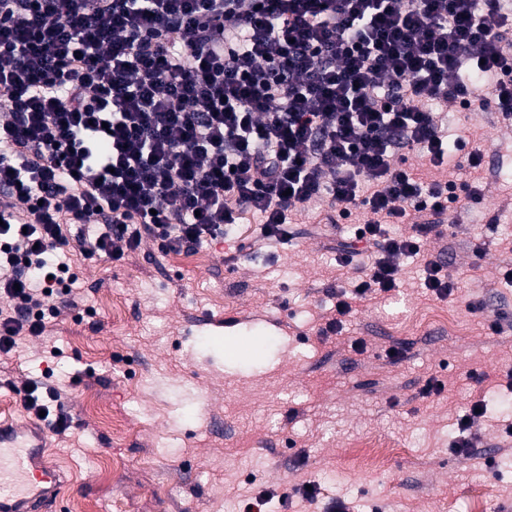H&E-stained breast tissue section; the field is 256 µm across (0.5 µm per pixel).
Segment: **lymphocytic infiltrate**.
Wrapping results in <instances>:
<instances>
[{"mask_svg": "<svg viewBox=\"0 0 512 512\" xmlns=\"http://www.w3.org/2000/svg\"><path fill=\"white\" fill-rule=\"evenodd\" d=\"M447 106L512 122V0H0V354L44 334L59 253L188 251L251 217L284 245L327 209L353 223L338 266L370 256L341 333L480 199L448 170ZM23 405L71 426L55 387Z\"/></svg>", "mask_w": 512, "mask_h": 512, "instance_id": "f902f5d3", "label": "lymphocytic infiltrate"}]
</instances>
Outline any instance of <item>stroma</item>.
<instances>
[{
    "label": "stroma",
    "instance_id": "obj_1",
    "mask_svg": "<svg viewBox=\"0 0 512 512\" xmlns=\"http://www.w3.org/2000/svg\"><path fill=\"white\" fill-rule=\"evenodd\" d=\"M486 145L482 198L449 244L428 239L401 261L392 298L358 304L342 334L335 317L340 272L330 238L294 228L290 246L265 242L224 261L234 241L163 253L146 240L120 261L71 255L72 295L50 304L48 333L0 358V420L29 419L19 394L31 379L66 396L73 422L51 434L48 460L68 478L54 512H224L262 491L310 480L309 502L271 501L267 512H323L342 497L355 512H499L512 507V467L502 457L512 425V129L473 114ZM481 238L486 253L467 246ZM441 256L459 284L440 300L424 286L426 259ZM484 310L469 311L472 299ZM445 311L466 328L456 341L429 316ZM508 327L490 336L487 324ZM363 351H356L355 342ZM403 355L391 359L390 347ZM441 392L423 395L429 380ZM488 410L472 428L470 457L449 443L471 404ZM121 413L113 434L100 412ZM359 437L399 449L382 471L341 473Z\"/></svg>",
    "mask_w": 512,
    "mask_h": 512
}]
</instances>
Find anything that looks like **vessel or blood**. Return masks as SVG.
<instances>
[{
    "label": "vessel or blood",
    "instance_id": "b4317fda",
    "mask_svg": "<svg viewBox=\"0 0 512 512\" xmlns=\"http://www.w3.org/2000/svg\"><path fill=\"white\" fill-rule=\"evenodd\" d=\"M47 430L0 422V512H52L65 480L45 456Z\"/></svg>",
    "mask_w": 512,
    "mask_h": 512
}]
</instances>
